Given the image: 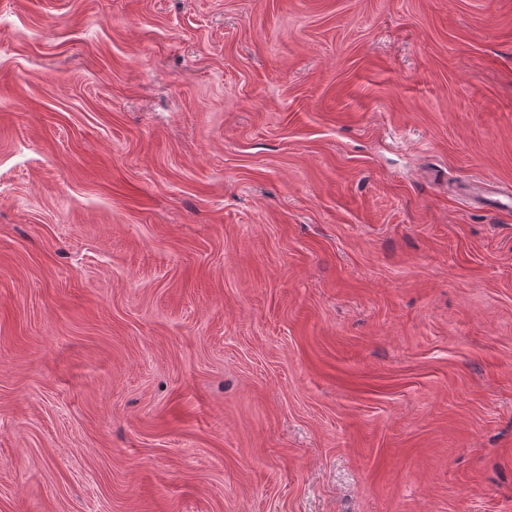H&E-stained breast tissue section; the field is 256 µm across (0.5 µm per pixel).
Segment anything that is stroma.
Masks as SVG:
<instances>
[{"label":"stroma","instance_id":"1","mask_svg":"<svg viewBox=\"0 0 512 512\" xmlns=\"http://www.w3.org/2000/svg\"><path fill=\"white\" fill-rule=\"evenodd\" d=\"M512 0H0V512H512Z\"/></svg>","mask_w":512,"mask_h":512}]
</instances>
